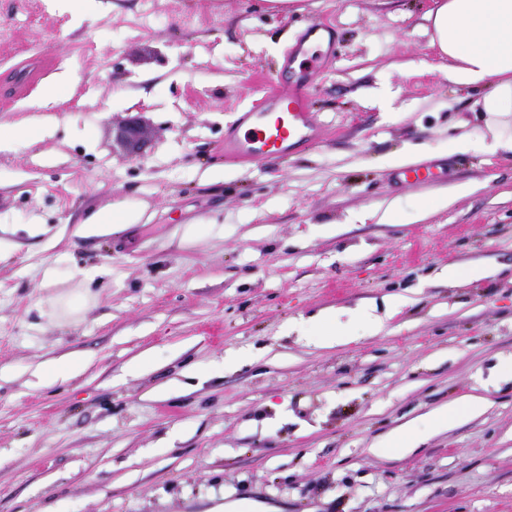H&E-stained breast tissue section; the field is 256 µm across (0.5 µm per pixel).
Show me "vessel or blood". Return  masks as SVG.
<instances>
[{
  "label": "vessel or blood",
  "mask_w": 512,
  "mask_h": 512,
  "mask_svg": "<svg viewBox=\"0 0 512 512\" xmlns=\"http://www.w3.org/2000/svg\"><path fill=\"white\" fill-rule=\"evenodd\" d=\"M335 49L334 30L329 24L315 22L305 27L284 59L289 80L273 86L259 104L231 126L224 137L225 158L238 163L280 161L316 143L319 127L309 110L308 90ZM446 167L443 160L426 161L398 170L395 178L403 184L424 180Z\"/></svg>",
  "instance_id": "b4317fda"
}]
</instances>
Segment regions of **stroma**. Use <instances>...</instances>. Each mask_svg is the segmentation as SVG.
Wrapping results in <instances>:
<instances>
[{
  "mask_svg": "<svg viewBox=\"0 0 512 512\" xmlns=\"http://www.w3.org/2000/svg\"><path fill=\"white\" fill-rule=\"evenodd\" d=\"M429 6L95 0L81 19L0 0V125L44 119L0 147V512H512V160L451 150L482 120L430 46ZM318 21L336 30L309 100L320 139L225 162V130ZM64 69L72 98L30 109ZM411 148L445 176L395 184ZM436 194L418 223L374 217ZM120 202L141 222L75 236ZM451 264L495 273L452 286ZM90 269L94 302L59 321ZM362 306L382 326L347 345L290 328ZM73 356L77 376L38 385ZM470 399L414 451L372 452Z\"/></svg>",
  "mask_w": 512,
  "mask_h": 512,
  "instance_id": "obj_1",
  "label": "stroma"
}]
</instances>
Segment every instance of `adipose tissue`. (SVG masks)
<instances>
[{"mask_svg":"<svg viewBox=\"0 0 512 512\" xmlns=\"http://www.w3.org/2000/svg\"><path fill=\"white\" fill-rule=\"evenodd\" d=\"M426 19L431 46L447 58L451 79L480 92L476 105L484 126L478 135H458L452 149L465 153L477 142L487 155L512 159V0H434ZM297 330L325 347L357 337L355 329L327 314Z\"/></svg>","mask_w":512,"mask_h":512,"instance_id":"1","label":"adipose tissue"}]
</instances>
